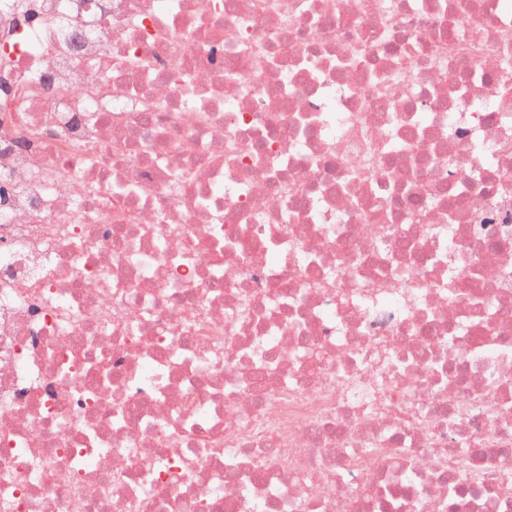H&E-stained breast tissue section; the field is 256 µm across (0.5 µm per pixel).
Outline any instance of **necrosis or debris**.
I'll use <instances>...</instances> for the list:
<instances>
[{"label": "necrosis or debris", "instance_id": "obj_1", "mask_svg": "<svg viewBox=\"0 0 512 512\" xmlns=\"http://www.w3.org/2000/svg\"><path fill=\"white\" fill-rule=\"evenodd\" d=\"M0 512H512L501 0H0Z\"/></svg>", "mask_w": 512, "mask_h": 512}]
</instances>
